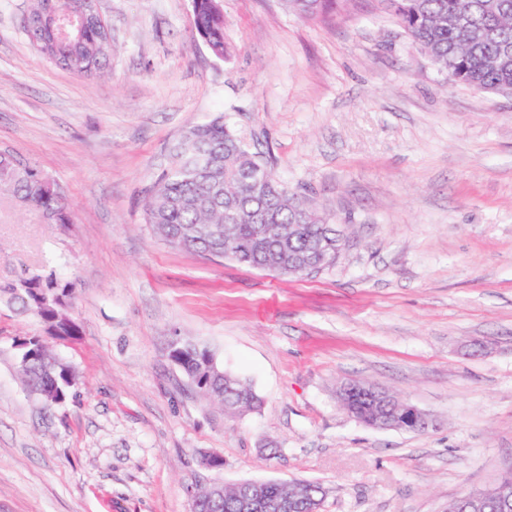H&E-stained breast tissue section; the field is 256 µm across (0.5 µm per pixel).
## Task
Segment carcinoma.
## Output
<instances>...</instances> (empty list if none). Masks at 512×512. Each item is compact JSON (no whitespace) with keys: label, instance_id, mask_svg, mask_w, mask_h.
I'll return each mask as SVG.
<instances>
[{"label":"carcinoma","instance_id":"1","mask_svg":"<svg viewBox=\"0 0 512 512\" xmlns=\"http://www.w3.org/2000/svg\"><path fill=\"white\" fill-rule=\"evenodd\" d=\"M28 15L48 8L69 9L70 0H29ZM402 24L411 42L450 81L479 92L512 97V0H382ZM287 9L306 21H325L336 13L339 0H284ZM193 28L210 53L222 60L224 41L223 0H192ZM37 51L79 76H93L104 69L110 56L111 38L104 22H93L62 39L46 28L26 25ZM174 162L162 172L145 200L146 222L173 248L210 258L228 257L252 267L276 265L274 238L287 236L288 252L306 257L313 244L325 237L322 224L288 226L298 221L296 209L306 204L300 194L274 178L267 159L251 151L226 122L217 117L192 123L172 147ZM260 168L269 177L271 189L257 188L247 173ZM0 195L31 202L43 217L55 224H69L71 212L65 199L45 190L37 171L16 169L10 162L0 167ZM241 216L237 237L249 243L239 256L231 243H224V213ZM72 288L54 275L29 273L0 285V297L44 326L58 339L77 336L75 323L65 313ZM176 362L204 396L233 413L254 410L260 398L237 377L207 374V349L180 341ZM69 368L63 362L46 371L40 366L18 367L23 382L36 392L47 380H56L69 393Z\"/></svg>","mask_w":512,"mask_h":512}]
</instances>
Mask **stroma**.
Instances as JSON below:
<instances>
[{"label":"stroma","mask_w":512,"mask_h":512,"mask_svg":"<svg viewBox=\"0 0 512 512\" xmlns=\"http://www.w3.org/2000/svg\"><path fill=\"white\" fill-rule=\"evenodd\" d=\"M106 68L41 56L28 0H0V151L73 211L49 224L0 197V283H71L78 334L50 339L77 381L46 404L17 374L41 325L0 301V512H192L191 488L321 485L320 512H448L512 473V100L448 82L380 0L304 22L281 0H224L228 55L191 0H97ZM224 116L275 177L338 224L306 278L175 250L144 202L186 126ZM180 337L253 386L225 412L171 358ZM350 380L426 413L374 429ZM218 455L205 470L201 453Z\"/></svg>","instance_id":"stroma-1"}]
</instances>
